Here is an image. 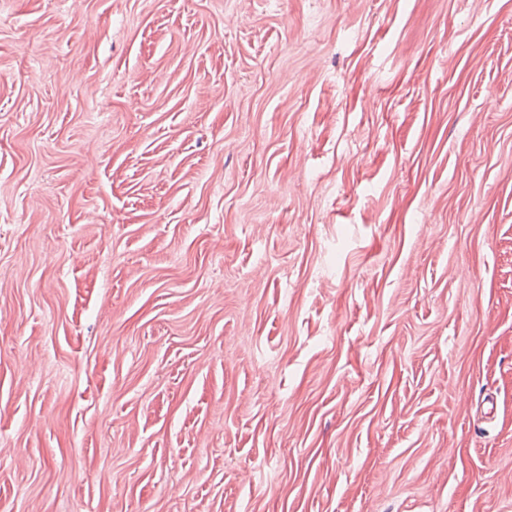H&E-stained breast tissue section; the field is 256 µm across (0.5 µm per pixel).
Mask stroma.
Instances as JSON below:
<instances>
[{"mask_svg":"<svg viewBox=\"0 0 512 512\" xmlns=\"http://www.w3.org/2000/svg\"><path fill=\"white\" fill-rule=\"evenodd\" d=\"M0 512H512V0H0Z\"/></svg>","mask_w":512,"mask_h":512,"instance_id":"obj_1","label":"stroma"}]
</instances>
